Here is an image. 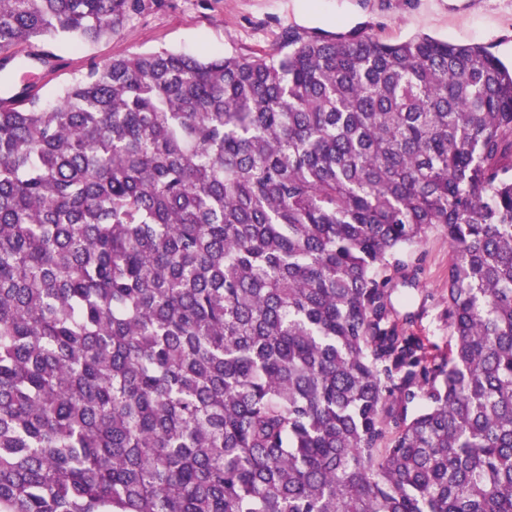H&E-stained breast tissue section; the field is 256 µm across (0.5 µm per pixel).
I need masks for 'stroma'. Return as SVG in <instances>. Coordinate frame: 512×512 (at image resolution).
I'll list each match as a JSON object with an SVG mask.
<instances>
[{
	"instance_id": "obj_1",
	"label": "stroma",
	"mask_w": 512,
	"mask_h": 512,
	"mask_svg": "<svg viewBox=\"0 0 512 512\" xmlns=\"http://www.w3.org/2000/svg\"><path fill=\"white\" fill-rule=\"evenodd\" d=\"M287 31L385 42L427 34L481 46L502 62H512V0H162L160 6L132 16L112 38L80 49L54 44L62 65L52 78H44L35 62H26L24 68L42 82L41 93L49 97L90 66H105L117 56L158 49L195 56L274 52ZM400 259L418 272L416 285L399 289L412 300V332L447 347L451 252L445 230L432 228Z\"/></svg>"
}]
</instances>
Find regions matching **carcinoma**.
Wrapping results in <instances>:
<instances>
[{"mask_svg": "<svg viewBox=\"0 0 512 512\" xmlns=\"http://www.w3.org/2000/svg\"><path fill=\"white\" fill-rule=\"evenodd\" d=\"M159 0H0V72ZM0 109V512H512V69L303 38ZM448 234L441 351L397 255Z\"/></svg>", "mask_w": 512, "mask_h": 512, "instance_id": "carcinoma-1", "label": "carcinoma"}]
</instances>
